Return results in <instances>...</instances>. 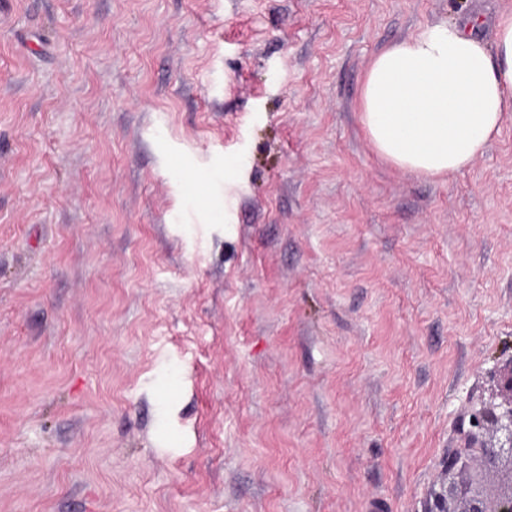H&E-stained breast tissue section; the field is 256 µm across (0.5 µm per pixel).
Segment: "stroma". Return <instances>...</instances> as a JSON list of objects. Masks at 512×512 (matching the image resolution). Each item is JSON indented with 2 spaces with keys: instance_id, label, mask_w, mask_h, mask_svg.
<instances>
[{
  "instance_id": "35a3bbf8",
  "label": "stroma",
  "mask_w": 512,
  "mask_h": 512,
  "mask_svg": "<svg viewBox=\"0 0 512 512\" xmlns=\"http://www.w3.org/2000/svg\"><path fill=\"white\" fill-rule=\"evenodd\" d=\"M512 0H0V512H424L512 363V117L402 169L377 55Z\"/></svg>"
}]
</instances>
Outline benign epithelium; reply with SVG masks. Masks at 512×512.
I'll return each instance as SVG.
<instances>
[{"label":"benign epithelium","mask_w":512,"mask_h":512,"mask_svg":"<svg viewBox=\"0 0 512 512\" xmlns=\"http://www.w3.org/2000/svg\"><path fill=\"white\" fill-rule=\"evenodd\" d=\"M500 382L511 398L504 405L470 414L469 428L460 429L458 445L445 457L448 490L437 495L425 512H512V365ZM488 429L493 432L489 439ZM474 460L485 471L508 472V481L488 492L482 473L472 467Z\"/></svg>","instance_id":"7a95c632"}]
</instances>
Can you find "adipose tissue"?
<instances>
[{"label": "adipose tissue", "mask_w": 512, "mask_h": 512, "mask_svg": "<svg viewBox=\"0 0 512 512\" xmlns=\"http://www.w3.org/2000/svg\"><path fill=\"white\" fill-rule=\"evenodd\" d=\"M361 112L374 147L396 166L462 171L512 113V13L489 47L448 22L383 51L365 77Z\"/></svg>", "instance_id": "obj_1"}]
</instances>
